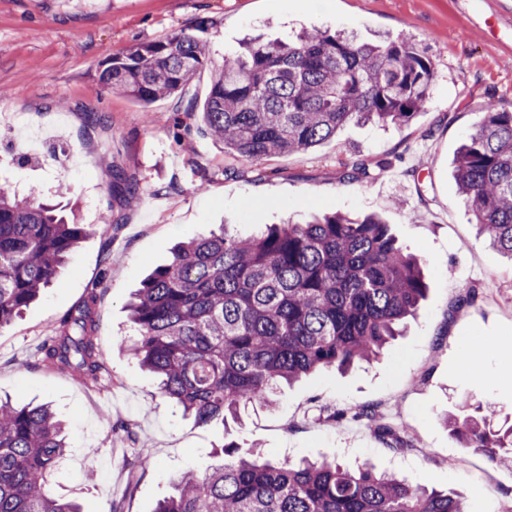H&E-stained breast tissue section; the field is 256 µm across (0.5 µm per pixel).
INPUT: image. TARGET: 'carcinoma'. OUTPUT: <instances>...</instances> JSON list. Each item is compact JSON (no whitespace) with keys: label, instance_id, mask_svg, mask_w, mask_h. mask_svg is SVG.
Here are the masks:
<instances>
[{"label":"carcinoma","instance_id":"carcinoma-1","mask_svg":"<svg viewBox=\"0 0 512 512\" xmlns=\"http://www.w3.org/2000/svg\"><path fill=\"white\" fill-rule=\"evenodd\" d=\"M209 48L184 30L112 58L100 80L149 105L178 95L176 111L196 116L224 153L253 163L304 152L349 122L400 126L430 97L435 68L416 44L359 42L341 32L304 31L288 42L250 41L226 55L203 104L185 88ZM371 158L358 177L381 175ZM126 203L137 188L111 168ZM457 187L480 232L512 259V112H484L461 143ZM93 230L68 223L31 196L0 183V327L48 287ZM427 288L420 261L375 217L335 213L305 224H271L243 238L221 227L193 235L137 289L130 305L131 355L195 426L234 417L248 404L274 405L278 387L318 369L376 359L416 315ZM96 295L63 318L34 356L97 384L106 373L96 343ZM379 436L395 429L358 408ZM459 447L495 462L512 458V425L491 416L446 420ZM66 454L62 424L47 405L0 402V512H82L60 499L50 477ZM155 512H467L461 497L355 469L336 459L274 462L225 444L211 472H183Z\"/></svg>","mask_w":512,"mask_h":512}]
</instances>
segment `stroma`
Returning a JSON list of instances; mask_svg holds the SVG:
<instances>
[{"mask_svg":"<svg viewBox=\"0 0 512 512\" xmlns=\"http://www.w3.org/2000/svg\"><path fill=\"white\" fill-rule=\"evenodd\" d=\"M505 0H0V175L83 224L88 234L52 285L0 328V398L51 403L68 451L50 482L84 512H153L184 471L208 473L215 452L371 462L464 497L470 512H512V465L457 448L445 418L492 406L512 424V259L479 236L454 176L459 145L479 113L512 111V29ZM205 30H198L199 21ZM343 31L361 42L410 39L436 76L422 112L399 127L344 125L303 153L261 163L225 154L203 134L178 139L176 100L150 106L115 93L99 74L114 56L184 30L210 50L189 88L210 89L213 66L247 37L288 40L300 30ZM107 125L88 126L87 110ZM371 156L374 178L352 177ZM138 185L124 206L108 163ZM376 215L425 261L426 298L384 355L348 372L320 371L282 386L269 409L242 423L196 427L155 378L120 347L134 327L127 304L178 241L230 225L241 235L313 213ZM112 385L102 392L35 362L31 353L89 294ZM373 407L411 447L394 450L353 409ZM149 449L154 466L135 458Z\"/></svg>","mask_w":512,"mask_h":512,"instance_id":"1","label":"stroma"}]
</instances>
